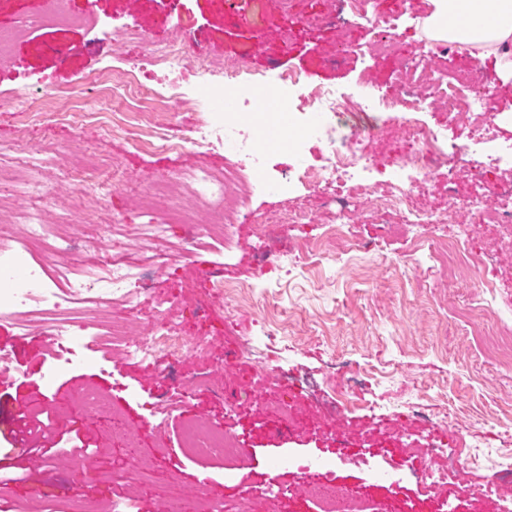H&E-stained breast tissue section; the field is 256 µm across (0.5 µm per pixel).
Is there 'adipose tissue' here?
Segmentation results:
<instances>
[{"instance_id":"ef3b65f1","label":"adipose tissue","mask_w":512,"mask_h":512,"mask_svg":"<svg viewBox=\"0 0 512 512\" xmlns=\"http://www.w3.org/2000/svg\"><path fill=\"white\" fill-rule=\"evenodd\" d=\"M426 24L462 44L497 46L512 39V0H432Z\"/></svg>"}]
</instances>
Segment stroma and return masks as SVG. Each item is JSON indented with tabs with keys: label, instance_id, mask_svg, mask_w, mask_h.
Instances as JSON below:
<instances>
[{
	"label": "stroma",
	"instance_id": "obj_1",
	"mask_svg": "<svg viewBox=\"0 0 512 512\" xmlns=\"http://www.w3.org/2000/svg\"><path fill=\"white\" fill-rule=\"evenodd\" d=\"M40 2L0 0V25L16 32L0 55V165L13 164L11 147L22 136L54 152L57 165L45 171L46 181L61 182L67 164L127 175L103 201L74 183L47 208L42 251L52 254L66 240L62 258L75 268L99 259L97 225L126 231L143 223L135 197L154 180L220 168L225 160L223 151L190 142L176 156L142 148L141 126L113 134L112 115L127 111L129 101L120 89H88L98 74L137 67L149 46L186 29L216 60L243 57L255 70L297 71L313 85L349 92L366 70L391 89L398 80L395 65L372 54L377 32L365 20L342 29L318 24L336 0H140L135 8L129 0H68L71 20L62 25L44 20ZM373 10L398 19L401 52L426 57L434 73L464 63V50L436 49L424 25L431 0H374ZM131 23L141 39L114 45L110 31ZM497 61L491 55L480 63L479 77L494 111L512 114V77ZM169 83L158 75L139 105L147 121L190 131L205 115L170 111ZM29 111L40 120L27 121ZM412 117L435 129L448 123L447 114L417 112L402 98L368 141L377 168L400 151L399 125ZM482 194L468 176L451 186L433 177L423 203L448 210V221L417 231L399 216L381 218L353 191L350 222L327 238L332 217L321 191L288 194L274 186L250 198L231 247L199 242L183 224L171 225L149 249L123 247L122 255L149 274L135 311L140 328L153 325L158 301H169L183 335L208 343L202 356L138 362L95 352L58 367L53 339L24 334L0 317V345L12 348L17 368L0 383V466L17 464L4 433L15 408L39 421L46 436L79 429L95 450L88 463L66 454L33 463L23 481L0 487V512H66L75 499L91 512H207L225 502L244 512H319L303 485L322 478L368 499L375 512H512V477L502 476L492 496L478 493L491 466L512 467V352L493 341L512 322V266L485 262L484 247L499 227L469 208ZM452 201L457 210H449ZM287 207L307 209L312 223L265 224L268 213ZM260 223L261 239L253 233ZM460 223L472 228L457 245L468 265L463 277L451 273L434 245L435 235L453 237ZM482 279L495 284L490 303L464 315ZM221 284L240 291L226 299ZM271 368L284 371L286 383L269 381ZM91 390L104 393L107 405L90 422L81 398ZM273 401L300 413L296 431L263 414ZM335 413L343 419L337 431L327 426ZM197 418L236 443L233 467L219 453L187 455L183 429ZM428 447L437 456H414ZM475 455L480 462L467 485L433 488L416 475ZM202 479L210 489L206 503L191 495Z\"/></svg>",
	"mask_w": 512,
	"mask_h": 512
}]
</instances>
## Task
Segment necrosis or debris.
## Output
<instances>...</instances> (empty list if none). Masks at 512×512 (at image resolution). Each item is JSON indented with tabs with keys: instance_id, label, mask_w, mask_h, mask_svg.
I'll return each mask as SVG.
<instances>
[{
	"instance_id": "4bbe7bcc",
	"label": "necrosis or debris",
	"mask_w": 512,
	"mask_h": 512,
	"mask_svg": "<svg viewBox=\"0 0 512 512\" xmlns=\"http://www.w3.org/2000/svg\"><path fill=\"white\" fill-rule=\"evenodd\" d=\"M337 4V9L326 15V23L364 18L379 30L377 51L394 52L399 28L395 19L374 14L372 0H337ZM145 64L153 75L177 70L195 78L192 95L178 100L180 109L197 112L204 104L216 100L228 102L231 112L225 113L220 121L200 122L193 130L192 141L199 146L229 141L233 150L223 172L188 173L179 183H157L151 192L140 197V207L150 216L134 233L143 244L166 239L170 225L196 226L195 210L199 207L216 213L205 226L206 238L231 244L232 229L240 223L251 192L259 187L247 174L253 171L263 175L268 169L267 153L256 148V129L249 112L250 94L256 90L271 94L287 90L285 103L295 107L304 139L321 141L328 147L320 164L289 168L285 176L289 184L317 188L328 196L352 185L359 186L366 196L375 197L378 208L399 212L404 223L416 227L444 223L443 214L421 206L417 195L427 190L436 172H443L448 182L456 181L466 145L431 130L417 119L405 120L400 130L407 150L387 171L386 188L379 195L371 183L375 168L363 140L337 142L335 122L352 110L361 115L394 111L404 94L411 96L416 105L446 112L452 125L468 131L471 143L485 147L488 166L500 172L499 179L488 188L495 206L483 210V222L512 226V145L496 142L490 136L486 119L489 99L473 94L469 71L452 72L436 79L428 74L425 59L406 58L400 66L396 90L364 80L351 96L330 86L309 85L296 72H255L243 59L218 65L208 60L202 48L188 47L183 41L152 46ZM44 162L41 151H27L21 168L12 175L17 195L29 198L30 204L16 216L11 243L0 241V284L20 264L26 268V278L22 287L7 288L0 294V316L21 317V325L27 330L33 327L32 317H57V333L65 340L62 350L70 355L80 348L97 351L107 337L131 359H149L160 352L175 359L193 350L191 339L179 333L176 323L163 309L159 310L152 329L134 341L128 340L126 325L114 324L105 331L97 320L91 319V312L101 311L103 305L111 302H131L134 293L145 292L148 285L144 273L134 271L116 255L104 254L102 271L93 273L59 269L45 255L35 252V245L42 243L49 233L42 208L56 196L55 188L40 176ZM172 196L192 198L195 209L166 208L165 201ZM183 442L192 457L216 450L228 459L236 455L233 444L225 440L223 433L202 420L185 426Z\"/></svg>"
}]
</instances>
